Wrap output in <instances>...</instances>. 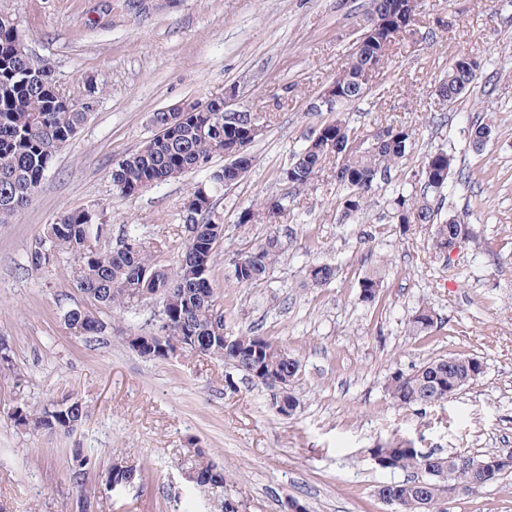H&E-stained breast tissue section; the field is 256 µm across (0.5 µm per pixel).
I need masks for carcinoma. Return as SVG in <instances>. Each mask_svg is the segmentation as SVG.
Returning a JSON list of instances; mask_svg holds the SVG:
<instances>
[{"mask_svg":"<svg viewBox=\"0 0 512 512\" xmlns=\"http://www.w3.org/2000/svg\"><path fill=\"white\" fill-rule=\"evenodd\" d=\"M409 23L398 16L397 0H374V10L362 28L364 46L352 49L341 72L330 84L336 88L339 110L367 91L366 71L383 68L391 47ZM19 32L12 26L0 25V224L9 223L32 199L40 186L53 156L72 138L85 122L87 113L68 96H58L54 78L44 76L25 82L26 58L18 51ZM477 77L473 67L460 54L448 68L436 92L447 102L475 88ZM162 118L156 123L157 133L136 152L128 155L112 169V184L126 195L134 189L144 191L185 172L203 169L215 156H224V167L209 173L205 186L207 197L197 196V210H183L185 232L193 241L185 242L176 267L168 269L157 264L150 247L137 229L127 231L120 247L95 251L90 242L101 236L110 225L101 213L87 207L71 210L42 230L28 256L29 264L40 269L63 254L77 260L76 286L88 295L90 303L112 311H122L150 294L165 306L166 323L158 326L160 334H137L126 337L133 347L151 342L169 348L193 340L203 349V355L224 359L243 376L251 379L255 370L262 369L263 385L269 390L285 393L280 415L291 417L300 407L294 392L301 363L282 343L256 331L224 334V316L216 307L211 270L215 262L216 241L224 238V225L214 217L213 197L222 189L237 184L250 169L252 156L249 145L259 137L250 134L248 113L224 115L220 112H184L173 123L167 113H153ZM489 122L476 121L469 130L475 148H480L493 135ZM352 129L346 119L324 125L295 155L287 176L292 184L303 185L320 174L331 159H336V182L346 194L342 209L347 216L361 214L377 188L392 182V174L408 156L414 144L413 129L406 125H388L373 135L367 145L352 146ZM455 170L454 155L445 150L428 155L414 178L421 186L420 194L399 195L388 210V223L398 224L408 231L413 227L430 226L435 252L445 255L446 249L466 234L465 225L453 217L444 218L441 193L447 188ZM285 211L281 201L264 202L248 208L239 216V223L257 219L276 221ZM282 254L279 233L268 234L252 251L234 260L232 278L242 287L264 280ZM336 276L330 265H311L305 269L307 285L320 288ZM385 270L374 268L359 281V300L374 302L384 287ZM66 328L75 336H98L107 324L93 312L69 308L63 311ZM414 335H426L434 325L430 308L421 307L409 321ZM229 342H224V337ZM481 361L469 355L433 358L408 373L396 371L387 384L391 400L403 408L432 406L448 400V396L478 382L483 376ZM28 420L14 421L18 428L31 432L71 433L82 426L88 416L84 404L69 400L63 406L37 412L25 410ZM381 468L407 472L402 481H392L379 487L381 500H401L400 512H443L437 497L442 484L468 488L477 479L469 464L470 454H424L404 444L379 446L372 449ZM196 467L203 468L197 484L212 489L224 488V469L207 458L204 449H197ZM93 466L89 455L80 448L71 451L70 480L83 485L87 471ZM142 479V470L131 465L102 474L105 488L112 481L126 486Z\"/></svg>","mask_w":512,"mask_h":512,"instance_id":"carcinoma-1","label":"carcinoma"}]
</instances>
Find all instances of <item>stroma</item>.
Masks as SVG:
<instances>
[{
  "label": "stroma",
  "mask_w": 512,
  "mask_h": 512,
  "mask_svg": "<svg viewBox=\"0 0 512 512\" xmlns=\"http://www.w3.org/2000/svg\"><path fill=\"white\" fill-rule=\"evenodd\" d=\"M372 0H0L34 58L87 110L56 154L29 204L0 224V337L14 370L0 372V512H285L294 498L306 512H392L377 495L402 472L379 468L372 448L414 441L444 453L512 448V0H418V22L343 116L359 139L387 124L411 125L415 144L365 213L343 218V186L333 170L304 185L286 172L308 136L334 120L313 111L341 70ZM481 62L474 91L455 103L435 87L459 54ZM235 94L271 122L249 146L243 179L215 196L224 224L211 276L229 330L252 328L285 344L301 361L293 417L276 412L269 391L233 373L222 359L185 349L149 359L126 335L152 330L159 303L147 298L121 314L100 310L104 335L74 336L62 311L86 306L75 260L41 270L28 256L44 225L93 206L111 226L103 248L128 227L157 245L156 260L175 267L184 243L182 203L209 170L126 196L113 167L140 149L154 112L185 100ZM493 122L482 149L469 143L473 117ZM447 149L467 177L452 184L442 213L470 224L474 236L444 260L428 248L429 229L403 231L385 215L396 191L412 192L427 154ZM293 203L277 225L243 224L254 203L283 195ZM277 230L284 253L251 287L231 278L233 260ZM389 257L379 300L359 299L364 271ZM337 268L330 284L310 288L303 271ZM434 312L428 335L408 322ZM477 357L483 377L455 398L403 408L386 383L429 359ZM80 399L85 423L70 435L14 426L15 406L43 408ZM94 465L84 486L69 478L70 451ZM226 471L223 493L186 478L196 449ZM140 466L142 479L106 491L100 475L113 460ZM448 512H512V474L459 498Z\"/></svg>",
  "instance_id": "obj_1"
}]
</instances>
